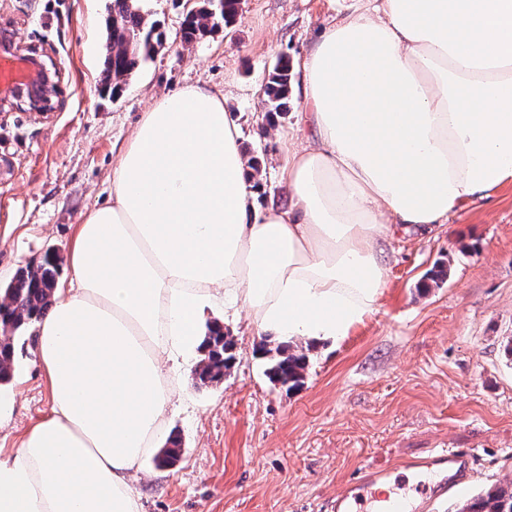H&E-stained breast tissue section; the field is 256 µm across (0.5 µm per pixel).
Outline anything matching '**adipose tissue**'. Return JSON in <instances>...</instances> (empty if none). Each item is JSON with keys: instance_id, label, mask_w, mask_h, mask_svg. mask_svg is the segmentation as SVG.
Here are the masks:
<instances>
[{"instance_id": "adipose-tissue-1", "label": "adipose tissue", "mask_w": 512, "mask_h": 512, "mask_svg": "<svg viewBox=\"0 0 512 512\" xmlns=\"http://www.w3.org/2000/svg\"><path fill=\"white\" fill-rule=\"evenodd\" d=\"M311 135L259 188L222 91L144 112L36 324L48 413L0 454V512H141L134 483L201 346L204 305L340 340L375 312L398 232L512 183V0H355L295 61Z\"/></svg>"}]
</instances>
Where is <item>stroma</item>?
<instances>
[{"label":"stroma","instance_id":"1","mask_svg":"<svg viewBox=\"0 0 512 512\" xmlns=\"http://www.w3.org/2000/svg\"><path fill=\"white\" fill-rule=\"evenodd\" d=\"M111 0H0V24L22 46L48 56L63 78L57 108L43 118L0 112V287L47 251L67 254L83 214L109 200L112 164L155 100L188 85L227 94L245 153L264 156L259 206L287 205L280 184L290 112L265 120L263 87L280 56L296 58L334 15L331 0H244L235 23L183 45L186 0H142L166 41L119 97L100 93ZM389 278L376 311L341 341L308 346L300 385L266 374L269 359L246 312L206 308L202 322L222 321L234 360L220 383L197 386L199 352L185 353L183 395L167 408L181 452L168 466L147 456L138 475L141 512H333L337 492L363 469H383L387 495L405 496L417 512H457L465 497L512 487V184L466 203L426 235H397ZM446 280L425 286L433 267ZM32 328L14 340L15 369L0 392L13 395L0 448L50 408ZM439 448L470 452L466 496L422 500L426 474L404 463Z\"/></svg>","mask_w":512,"mask_h":512}]
</instances>
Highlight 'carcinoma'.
I'll use <instances>...</instances> for the list:
<instances>
[{
  "label": "carcinoma",
  "mask_w": 512,
  "mask_h": 512,
  "mask_svg": "<svg viewBox=\"0 0 512 512\" xmlns=\"http://www.w3.org/2000/svg\"><path fill=\"white\" fill-rule=\"evenodd\" d=\"M140 0H112L110 36L107 44L105 86L112 87L117 95L129 76L152 59L163 45L165 34L157 22L139 6ZM222 9L218 22L211 20L210 12L203 8L185 16L181 25V41L190 45L211 33L217 24L232 25L238 14V0H221ZM291 64L288 56H281L264 86L268 105L267 113L289 111L291 92ZM62 258L55 252L47 253L37 264H29L17 272L13 280L0 289L7 306H0V325L3 330L16 332L29 326L43 314L51 303ZM233 339L224 335V326L212 321L206 325L202 358L195 372L199 385L218 383L224 379V369L234 359ZM270 380L293 387L304 378L308 367L307 356L298 346L279 344L267 350ZM14 355L11 337L0 339V383L11 378ZM180 444L171 438L156 457L158 465H169L179 455ZM457 512H512V491L501 487L490 488Z\"/></svg>",
  "instance_id": "carcinoma-1"
}]
</instances>
